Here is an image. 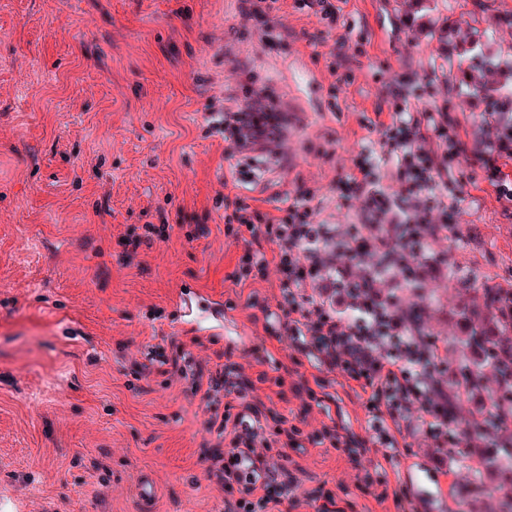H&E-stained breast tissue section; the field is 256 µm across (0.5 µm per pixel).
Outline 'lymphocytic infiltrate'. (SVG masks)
<instances>
[{
  "instance_id": "1",
  "label": "lymphocytic infiltrate",
  "mask_w": 512,
  "mask_h": 512,
  "mask_svg": "<svg viewBox=\"0 0 512 512\" xmlns=\"http://www.w3.org/2000/svg\"><path fill=\"white\" fill-rule=\"evenodd\" d=\"M287 122L263 95L249 92L237 111L212 114L210 127L236 137V151L257 145L277 156ZM376 128L380 150L363 148L353 173L332 186L343 205H356L355 224L345 229L318 220L320 208L310 191L299 192L275 216L239 201L224 218L226 235L244 242L234 278L261 280L275 269L281 300L277 308H263L265 331L304 353L314 368L367 394L369 441L384 459H392L414 410L422 414L425 435L452 459L457 443L448 433V408L438 398L448 347L423 338L395 294L381 285L407 286L435 268L430 239L457 222L459 208L449 202L446 187L465 146L450 132L447 112L419 110L406 99ZM506 155H512V142L490 141L475 152L474 162L484 168L498 199L512 202L500 164ZM264 241L274 245L273 257L262 252ZM192 362L183 353L175 371L202 396L208 426L228 442L206 468L229 493L228 512H254L258 505L283 512L288 493L272 484L288 449L303 447L302 430L275 408L249 401L223 365L205 374ZM231 395L239 401L238 412L220 414V404Z\"/></svg>"
}]
</instances>
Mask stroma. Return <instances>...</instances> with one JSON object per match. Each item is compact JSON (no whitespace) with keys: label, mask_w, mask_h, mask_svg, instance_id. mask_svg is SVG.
<instances>
[{"label":"stroma","mask_w":512,"mask_h":512,"mask_svg":"<svg viewBox=\"0 0 512 512\" xmlns=\"http://www.w3.org/2000/svg\"><path fill=\"white\" fill-rule=\"evenodd\" d=\"M243 3L0 0V498L25 512H143L147 472L150 512H225L205 473L217 434L171 364L183 348L206 370L242 364L249 380L288 367L283 390L266 383L255 395L311 439L279 473L298 499L291 512H499L500 494L465 495L469 459L446 466L422 433L375 469L366 394L338 381L300 387L316 369L293 364L260 318L280 299L276 278L236 284L243 243L225 236L224 217L242 198L276 213L310 188L324 218L346 223L333 181L378 140L370 119L420 87L417 109L446 108L466 144L495 139L486 102L459 91L448 24L512 59V0H336L333 26L278 0L273 42ZM490 17L501 20L491 31ZM244 71L290 124L287 161H258L239 183V154L205 117L242 104ZM484 178L460 159L448 184L459 225L433 243L445 266L422 295H404L425 333L456 334L452 311L478 301L449 284V267L512 291V211ZM148 224L172 226L170 238L131 245ZM182 288L223 305L224 320L181 326ZM331 420L365 452L317 444ZM401 487L406 507L376 498Z\"/></svg>","instance_id":"stroma-1"}]
</instances>
